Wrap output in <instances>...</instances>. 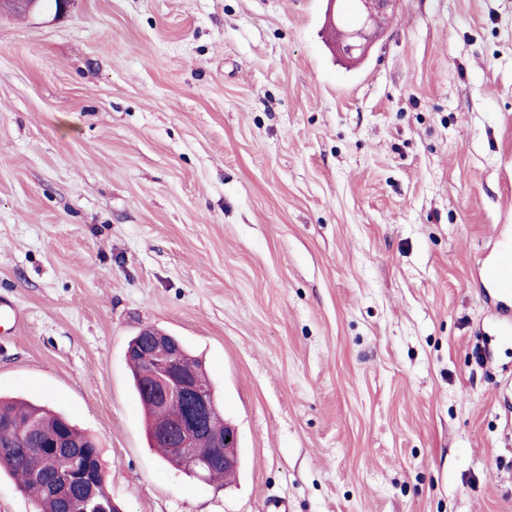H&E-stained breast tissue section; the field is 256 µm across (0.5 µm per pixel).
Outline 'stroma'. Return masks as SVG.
<instances>
[{
  "mask_svg": "<svg viewBox=\"0 0 512 512\" xmlns=\"http://www.w3.org/2000/svg\"><path fill=\"white\" fill-rule=\"evenodd\" d=\"M326 0L0 15V395L98 441L124 512H512V0H398L352 65ZM204 362L236 476L149 448L126 362ZM488 282L498 295L512 297V244L500 250L496 266L488 273Z\"/></svg>",
  "mask_w": 512,
  "mask_h": 512,
  "instance_id": "obj_1",
  "label": "stroma"
}]
</instances>
